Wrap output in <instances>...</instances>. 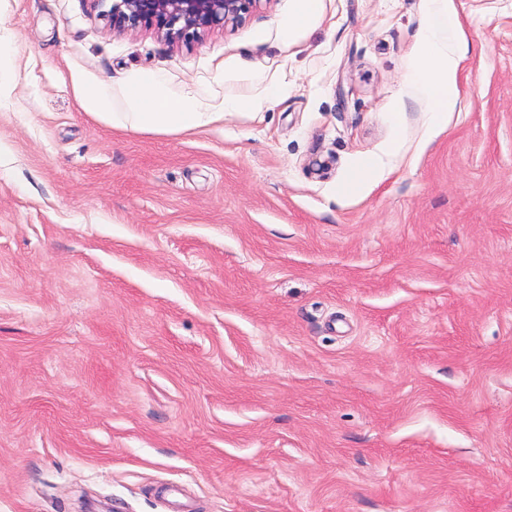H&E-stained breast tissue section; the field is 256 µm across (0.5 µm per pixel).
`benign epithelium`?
<instances>
[{"instance_id":"obj_1","label":"benign epithelium","mask_w":512,"mask_h":512,"mask_svg":"<svg viewBox=\"0 0 512 512\" xmlns=\"http://www.w3.org/2000/svg\"><path fill=\"white\" fill-rule=\"evenodd\" d=\"M260 0H111L104 12L117 30L152 29L171 42H190L217 27L238 25Z\"/></svg>"}]
</instances>
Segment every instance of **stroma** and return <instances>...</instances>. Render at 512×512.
I'll return each instance as SVG.
<instances>
[{
  "mask_svg": "<svg viewBox=\"0 0 512 512\" xmlns=\"http://www.w3.org/2000/svg\"><path fill=\"white\" fill-rule=\"evenodd\" d=\"M452 5L435 128L425 0H0V512H512V0ZM146 70L213 121L85 108ZM111 1L103 16L113 29H152L170 42H190L217 27L238 25L260 0ZM294 8L290 16L288 28V40L295 32L308 27L313 21L312 12L319 0H292ZM432 4L428 22L417 36L415 50L418 66L411 72L407 86L413 95L422 96L430 104L435 124L445 123L453 112L458 97L459 65L468 53L462 38L457 13L451 0H427ZM448 2L447 5H442Z\"/></svg>",
  "mask_w": 512,
  "mask_h": 512,
  "instance_id": "35a3bbf8",
  "label": "stroma"
}]
</instances>
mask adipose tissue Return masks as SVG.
<instances>
[{"label": "adipose tissue", "mask_w": 512, "mask_h": 512, "mask_svg": "<svg viewBox=\"0 0 512 512\" xmlns=\"http://www.w3.org/2000/svg\"><path fill=\"white\" fill-rule=\"evenodd\" d=\"M429 18L415 41L418 66L411 72L408 86L413 95L427 99L434 123H445L458 97L459 65L468 53L457 13L446 0H430ZM125 107L113 113L112 123L133 129H188L208 123L210 113L173 92L151 73L126 85Z\"/></svg>", "instance_id": "ef3b65f1"}]
</instances>
